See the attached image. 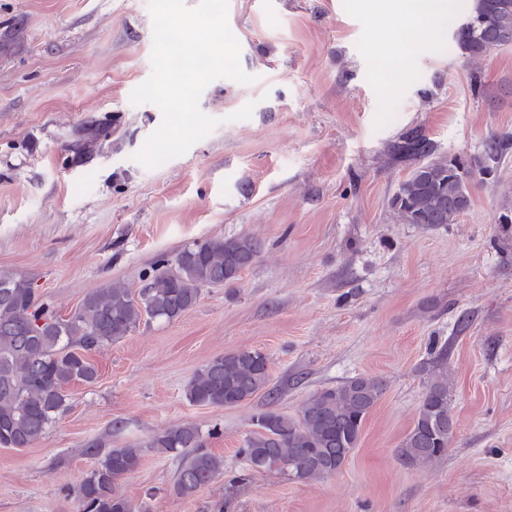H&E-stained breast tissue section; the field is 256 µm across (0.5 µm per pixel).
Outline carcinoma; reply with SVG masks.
<instances>
[{
  "mask_svg": "<svg viewBox=\"0 0 512 512\" xmlns=\"http://www.w3.org/2000/svg\"><path fill=\"white\" fill-rule=\"evenodd\" d=\"M465 21L453 32L460 54L478 59L512 45V0H472ZM392 154L414 165L392 198L406 224H454L471 207V172H497L512 152V138L496 134L468 158L440 156L434 142L418 131L393 144ZM262 249L253 237L207 239L161 256L143 278L138 295L119 282L90 291L69 316L58 315L40 299L34 280L19 270H0V447L28 448L70 409L67 388L92 383L98 370L90 354L132 333L140 322L171 323L198 301L204 288L233 285ZM443 360L429 364L432 375L413 427L397 450L406 466L424 468L440 461L454 437L448 372ZM268 358L242 349L209 361L187 384L195 405L235 407L259 392L275 400L269 386ZM376 377L358 376L309 394L293 415L264 410L252 417L253 429L238 455L255 475L284 472L313 482L336 474L358 447L367 415L383 394ZM178 461L173 493L188 497L224 474V458L206 448L201 429L184 423L151 436L144 444L109 448L88 441L83 453L95 460L71 489L77 512H144L117 490L136 470L143 448Z\"/></svg>",
  "mask_w": 512,
  "mask_h": 512,
  "instance_id": "cac0c4a2",
  "label": "carcinoma"
}]
</instances>
